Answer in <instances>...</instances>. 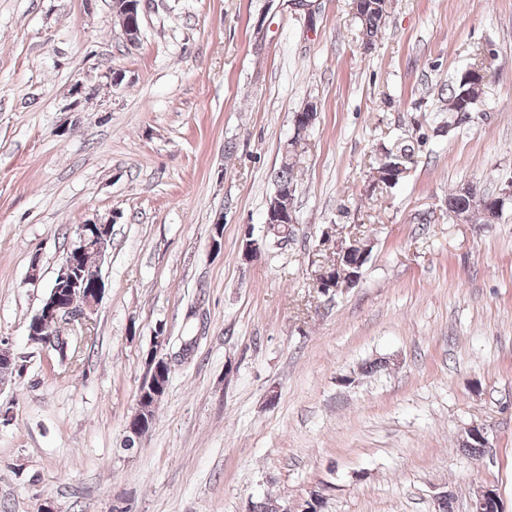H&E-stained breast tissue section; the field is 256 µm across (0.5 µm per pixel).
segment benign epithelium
Listing matches in <instances>:
<instances>
[{"mask_svg": "<svg viewBox=\"0 0 512 512\" xmlns=\"http://www.w3.org/2000/svg\"><path fill=\"white\" fill-rule=\"evenodd\" d=\"M128 23L121 26V32L127 42H132L130 32L142 27L143 6L142 0L128 5ZM508 203L512 204V179L507 181L494 196L482 198L483 206L490 212L498 213ZM297 220L293 210H283L276 206L268 207L265 217V224L270 227L289 228L296 224ZM112 235V224L108 222H89L79 224L74 230V239L67 250L60 269L58 271V283L52 289L50 295L46 296L39 309L31 317L27 332L31 343L39 345L44 349H50L55 343L54 338H47L42 331V324L46 321L88 322L99 305L104 294V283L100 275H95L89 281L79 271V262L84 252L92 250L96 255L105 253ZM337 252L349 254L356 257L357 262L349 265V270H344L340 265L335 264L330 268L324 267L316 275L317 287L322 291L338 290L354 285L359 277L363 264L368 258V246L354 239L350 245L340 247ZM82 300V307H73L74 298ZM156 344L154 349L148 353L146 368L152 369L150 375L156 376L159 372L171 370L170 363L166 357L161 355V349L167 342L163 335L155 336ZM323 495L311 493L309 498L296 508L284 507L280 512H321ZM472 512H501L499 495L497 489L492 486H484L477 491L476 499L473 502Z\"/></svg>", "mask_w": 512, "mask_h": 512, "instance_id": "obj_1", "label": "benign epithelium"}]
</instances>
